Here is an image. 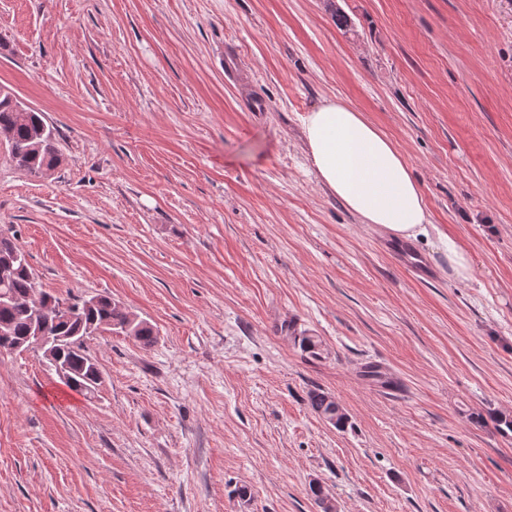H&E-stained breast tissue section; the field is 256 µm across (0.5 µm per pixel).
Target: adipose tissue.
<instances>
[{"label": "adipose tissue", "mask_w": 512, "mask_h": 512, "mask_svg": "<svg viewBox=\"0 0 512 512\" xmlns=\"http://www.w3.org/2000/svg\"><path fill=\"white\" fill-rule=\"evenodd\" d=\"M300 121L317 181L362 223L395 239L428 236L430 213L404 155L362 112L327 97Z\"/></svg>", "instance_id": "1"}]
</instances>
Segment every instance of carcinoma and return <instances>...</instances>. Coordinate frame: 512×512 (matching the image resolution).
Returning a JSON list of instances; mask_svg holds the SVG:
<instances>
[{
  "label": "carcinoma",
  "instance_id": "carcinoma-1",
  "mask_svg": "<svg viewBox=\"0 0 512 512\" xmlns=\"http://www.w3.org/2000/svg\"><path fill=\"white\" fill-rule=\"evenodd\" d=\"M12 94L0 88V134L7 136V151L15 166L30 175H42L59 163L55 129L42 113L33 110L21 119ZM0 354L24 345L28 338L42 332L51 338L50 366L61 371L59 378L71 390L92 395L101 382V371L86 349V341L103 332L132 337L143 348L156 342L153 327L130 314L105 295H93L90 301L61 298L42 289L38 275L25 253L10 237L0 232ZM290 338L312 358L322 355V341L306 330L290 329ZM309 407L326 423L344 429L349 417L331 394L319 389L310 392ZM310 491L321 512H336V505L320 483Z\"/></svg>",
  "mask_w": 512,
  "mask_h": 512
}]
</instances>
